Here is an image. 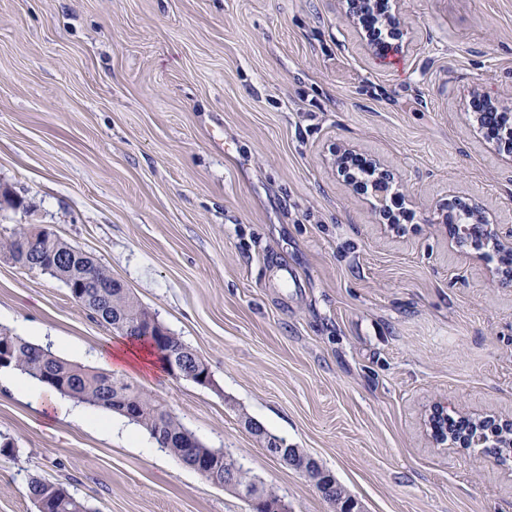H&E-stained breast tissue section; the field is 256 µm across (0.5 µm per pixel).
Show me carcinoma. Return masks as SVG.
Listing matches in <instances>:
<instances>
[{
  "label": "carcinoma",
  "mask_w": 512,
  "mask_h": 512,
  "mask_svg": "<svg viewBox=\"0 0 512 512\" xmlns=\"http://www.w3.org/2000/svg\"><path fill=\"white\" fill-rule=\"evenodd\" d=\"M47 250L56 254L61 270L75 277L84 273L86 266H91L96 281L105 286L106 293V297L98 302L95 313L113 330L122 332V329L113 325L112 312L122 310L133 320L144 309L128 289L112 278L106 268L57 238L47 237L31 242L27 253L31 262L35 263L41 253ZM11 367L54 389L57 388V384H62L65 389L64 395L90 407H105L106 399L116 386L125 393L127 400L137 411L134 422L145 429L161 448L178 458L185 455L199 460L215 455L213 449L202 444L194 448L182 447L179 441L185 431L184 426L171 414H163L155 401L122 378L62 359L49 349L17 336L13 342ZM52 488L60 493L66 491V487L61 483L40 476H33L28 482L29 496L32 498L43 496Z\"/></svg>",
  "instance_id": "cac0c4a2"
}]
</instances>
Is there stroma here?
Returning <instances> with one entry per match:
<instances>
[{
  "mask_svg": "<svg viewBox=\"0 0 512 512\" xmlns=\"http://www.w3.org/2000/svg\"><path fill=\"white\" fill-rule=\"evenodd\" d=\"M403 47L367 49L341 0H0V237L33 225L103 265L209 366L127 379L290 512H330L253 421L363 512H512V459L437 445V408L512 418V288L436 208L512 225V166L468 126L512 108V0H400ZM390 166L384 226L336 155ZM103 370L123 340L65 284L0 254V331ZM19 399L0 378V512L30 476L93 512H249L129 419ZM169 356L168 369L170 374L178 379L192 381L198 386L211 388L215 385L213 375L208 364L197 354L192 357L190 363L174 355L170 350L166 352Z\"/></svg>",
  "mask_w": 512,
  "mask_h": 512,
  "instance_id": "obj_1",
  "label": "stroma"
}]
</instances>
